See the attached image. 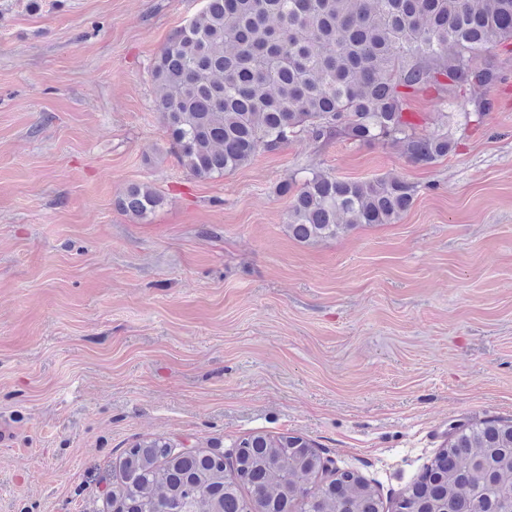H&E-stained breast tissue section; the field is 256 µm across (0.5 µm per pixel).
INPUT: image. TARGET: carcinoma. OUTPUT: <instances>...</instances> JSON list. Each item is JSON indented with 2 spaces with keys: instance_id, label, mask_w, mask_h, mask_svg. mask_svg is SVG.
<instances>
[{
  "instance_id": "1",
  "label": "carcinoma",
  "mask_w": 512,
  "mask_h": 512,
  "mask_svg": "<svg viewBox=\"0 0 512 512\" xmlns=\"http://www.w3.org/2000/svg\"><path fill=\"white\" fill-rule=\"evenodd\" d=\"M512 54V0H205L155 58L152 74L172 152L195 178L222 177L261 151L306 135L399 145L431 166L456 151L442 130L420 134L409 96L489 87L500 79L481 60ZM482 122L489 98L469 100ZM288 231L308 243L362 225L392 224L414 203L403 177L364 181L312 170L283 181ZM162 202L149 185L116 201L143 218ZM224 455L177 449L168 438L136 442L119 458L106 512H383L375 488L326 463L304 437L254 433ZM410 512H512V421L456 428L406 491Z\"/></svg>"
}]
</instances>
